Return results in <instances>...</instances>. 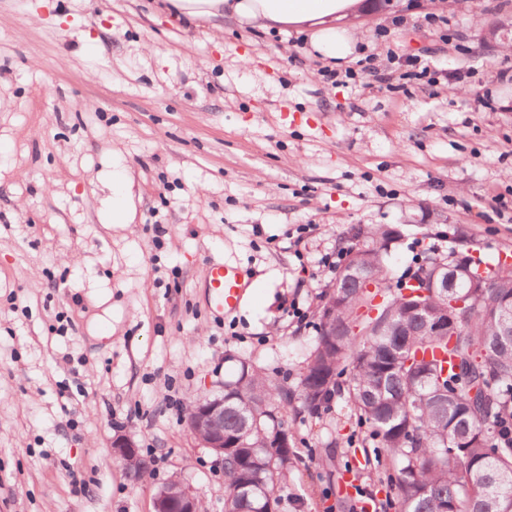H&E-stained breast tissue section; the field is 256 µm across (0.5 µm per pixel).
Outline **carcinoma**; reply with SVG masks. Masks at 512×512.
Segmentation results:
<instances>
[{
	"mask_svg": "<svg viewBox=\"0 0 512 512\" xmlns=\"http://www.w3.org/2000/svg\"><path fill=\"white\" fill-rule=\"evenodd\" d=\"M369 239L348 251L371 275L383 302L364 283L336 281L335 323L316 327V343L294 392L256 368L241 365L235 381L224 384V435L239 442L224 449V512H269L278 505L275 490L295 458L276 445L288 431V407L320 418L330 399L317 401L318 389L331 395L345 390L379 447L400 464V512H446L452 500L467 512H512V344L496 347L501 327L494 310L512 296V270L501 264L473 262L489 287L478 296L456 289L468 311L443 333L423 328L418 313L440 315L448 293L423 288L409 299L403 291L413 280H429L453 263L465 242L448 241V250L424 251L412 269L392 277L385 269L388 226L369 228ZM325 371L329 379L312 380Z\"/></svg>",
	"mask_w": 512,
	"mask_h": 512,
	"instance_id": "1",
	"label": "carcinoma"
}]
</instances>
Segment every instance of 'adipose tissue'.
Returning a JSON list of instances; mask_svg holds the SVG:
<instances>
[{"label":"adipose tissue","instance_id":"adipose-tissue-1","mask_svg":"<svg viewBox=\"0 0 512 512\" xmlns=\"http://www.w3.org/2000/svg\"><path fill=\"white\" fill-rule=\"evenodd\" d=\"M176 6L190 21L222 7L242 23L307 34L312 52L335 65L356 53L348 21L373 9L371 0H177Z\"/></svg>","mask_w":512,"mask_h":512}]
</instances>
